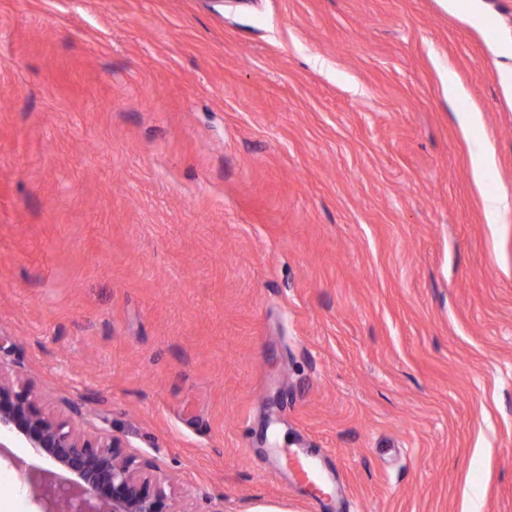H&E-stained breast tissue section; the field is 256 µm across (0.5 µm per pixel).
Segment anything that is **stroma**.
<instances>
[{
    "label": "stroma",
    "instance_id": "35a3bbf8",
    "mask_svg": "<svg viewBox=\"0 0 512 512\" xmlns=\"http://www.w3.org/2000/svg\"><path fill=\"white\" fill-rule=\"evenodd\" d=\"M509 66L512 0H0V377L180 512H512ZM293 456L294 458L292 463L297 469L300 477L305 479L308 483L312 484L316 489L314 496L320 499L321 497H324V495H327L328 493L325 491L327 484L320 475L316 462L300 455Z\"/></svg>",
    "mask_w": 512,
    "mask_h": 512
}]
</instances>
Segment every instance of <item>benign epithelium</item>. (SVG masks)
<instances>
[{
    "label": "benign epithelium",
    "mask_w": 512,
    "mask_h": 512,
    "mask_svg": "<svg viewBox=\"0 0 512 512\" xmlns=\"http://www.w3.org/2000/svg\"><path fill=\"white\" fill-rule=\"evenodd\" d=\"M22 444L57 464L72 479L32 481L41 512H178L168 481L148 458L126 453L112 434H84L73 418L43 412L28 384L0 378V448Z\"/></svg>",
    "instance_id": "1"
}]
</instances>
